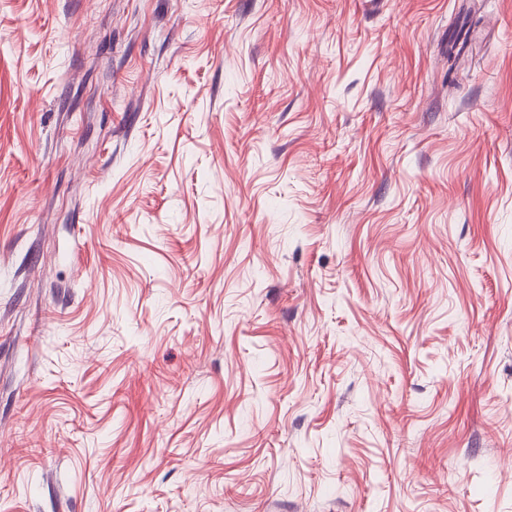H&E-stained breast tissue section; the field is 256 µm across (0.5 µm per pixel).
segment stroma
Returning a JSON list of instances; mask_svg holds the SVG:
<instances>
[{
  "label": "stroma",
  "instance_id": "stroma-1",
  "mask_svg": "<svg viewBox=\"0 0 512 512\" xmlns=\"http://www.w3.org/2000/svg\"><path fill=\"white\" fill-rule=\"evenodd\" d=\"M0 512H512V0H0Z\"/></svg>",
  "mask_w": 512,
  "mask_h": 512
}]
</instances>
